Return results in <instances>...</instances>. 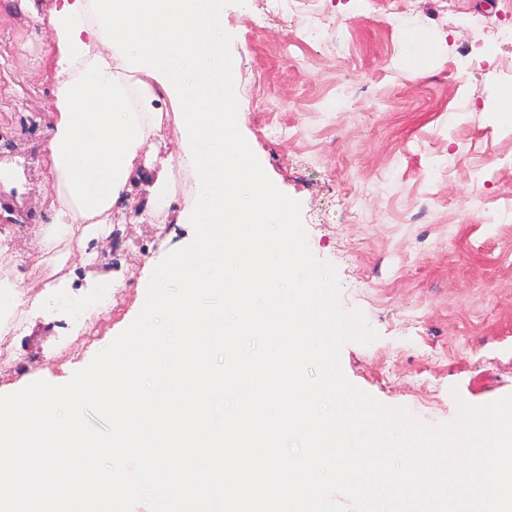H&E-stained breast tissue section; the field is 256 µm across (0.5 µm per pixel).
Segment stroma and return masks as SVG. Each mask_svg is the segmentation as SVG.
Here are the masks:
<instances>
[{
	"mask_svg": "<svg viewBox=\"0 0 512 512\" xmlns=\"http://www.w3.org/2000/svg\"><path fill=\"white\" fill-rule=\"evenodd\" d=\"M55 2L0 0V137L24 168L0 204L19 224L58 203L43 150L56 120L54 64L31 17ZM269 5L223 9L238 128L273 183L300 202L312 253L337 270L342 307L361 310L378 334L343 348L346 377L432 425L452 421L457 400L512 394V116L499 109L512 87V0H412L405 13L392 0H301L288 15ZM422 46L429 60L411 69ZM182 120L179 101H166L156 154L138 160L170 161L168 237L138 219L144 183L112 218L149 249L133 270L118 253L103 261L133 292L95 346L55 369L40 357L103 292L96 271L51 288L21 347L36 365L0 382V395L36 380L63 384L86 367L137 317L157 264L192 241Z\"/></svg>",
	"mask_w": 512,
	"mask_h": 512,
	"instance_id": "stroma-1",
	"label": "stroma"
}]
</instances>
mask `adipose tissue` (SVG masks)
I'll use <instances>...</instances> for the list:
<instances>
[{"label": "adipose tissue", "mask_w": 512, "mask_h": 512, "mask_svg": "<svg viewBox=\"0 0 512 512\" xmlns=\"http://www.w3.org/2000/svg\"><path fill=\"white\" fill-rule=\"evenodd\" d=\"M48 34L55 67L56 124L46 144L47 175L59 186V206L47 221L49 236L85 243L109 215L124 212L136 165L153 149L160 124L162 85H128L117 53L93 51L100 41L89 0H63L38 18Z\"/></svg>", "instance_id": "1"}]
</instances>
